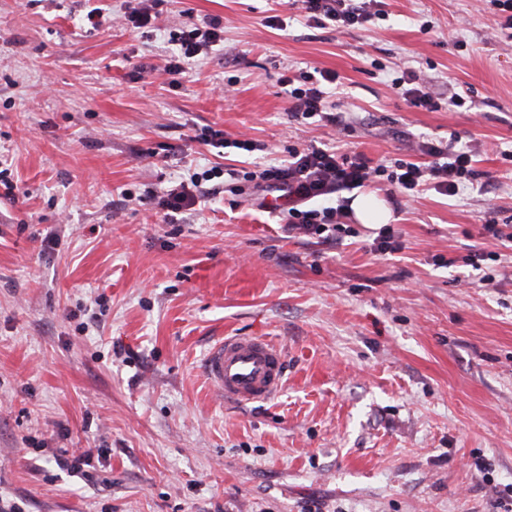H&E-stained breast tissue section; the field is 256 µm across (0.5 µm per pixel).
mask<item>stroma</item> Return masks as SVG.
<instances>
[{
	"label": "stroma",
	"mask_w": 512,
	"mask_h": 512,
	"mask_svg": "<svg viewBox=\"0 0 512 512\" xmlns=\"http://www.w3.org/2000/svg\"><path fill=\"white\" fill-rule=\"evenodd\" d=\"M381 9L339 28L296 0H163L140 31L123 0H0L15 195L0 202V512H512L506 14L494 0ZM215 16L223 44L178 80L140 73L164 66L172 31ZM316 69L340 77L328 101L345 130L289 111L287 79ZM407 69L436 109L398 89ZM207 127L261 149L219 152L197 140ZM454 133L476 150L457 195L367 187L393 211L395 254L371 251L376 224L338 243L289 234L245 177L293 147L419 163V142ZM213 167L242 176L164 222L153 195ZM491 221L503 240L482 235ZM474 251L489 255L477 269ZM225 336L280 345L273 400L211 392L202 364ZM87 449L88 469L56 463Z\"/></svg>",
	"instance_id": "stroma-1"
}]
</instances>
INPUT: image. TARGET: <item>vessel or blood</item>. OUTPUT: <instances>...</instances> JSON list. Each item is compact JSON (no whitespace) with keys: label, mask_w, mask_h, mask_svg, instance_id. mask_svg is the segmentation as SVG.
Wrapping results in <instances>:
<instances>
[{"label":"vessel or blood","mask_w":512,"mask_h":512,"mask_svg":"<svg viewBox=\"0 0 512 512\" xmlns=\"http://www.w3.org/2000/svg\"><path fill=\"white\" fill-rule=\"evenodd\" d=\"M203 371L214 392L241 404L266 402L284 384L281 347L262 336H229L207 353Z\"/></svg>","instance_id":"vessel-or-blood-1"}]
</instances>
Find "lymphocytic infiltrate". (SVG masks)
Instances as JSON below:
<instances>
[{"instance_id":"obj_1","label":"lymphocytic infiltrate","mask_w":512,"mask_h":512,"mask_svg":"<svg viewBox=\"0 0 512 512\" xmlns=\"http://www.w3.org/2000/svg\"><path fill=\"white\" fill-rule=\"evenodd\" d=\"M309 22L323 26L333 22L343 26L361 25L370 21L372 9L378 0H301ZM224 39V25L220 18H211L204 24L184 26L178 34L177 53L170 55L164 71L169 75L185 73L191 59L209 54L212 47ZM335 72L320 70L318 75H307L304 86L290 90L292 112L301 118L321 117L335 122L330 113L325 87L335 83ZM424 154L430 162L399 163L390 183L404 193L416 191L425 185L444 195H456L472 179L473 154L457 139L445 143H424ZM380 166L372 165L361 153L339 154L331 149H294L284 164L270 166L251 173L258 190L284 192L288 201L287 228L305 236L336 233L342 230L344 212L339 207H312V200L324 198L346 189L364 186L380 173ZM209 173L176 181L164 188L155 198L156 208L164 217L192 213L207 193Z\"/></svg>"}]
</instances>
